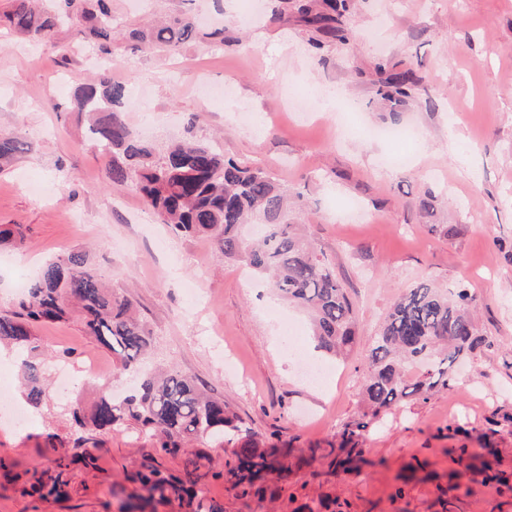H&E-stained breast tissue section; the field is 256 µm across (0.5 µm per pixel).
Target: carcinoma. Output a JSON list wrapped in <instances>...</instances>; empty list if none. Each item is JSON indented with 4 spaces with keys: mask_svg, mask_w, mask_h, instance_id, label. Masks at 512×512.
I'll use <instances>...</instances> for the list:
<instances>
[{
    "mask_svg": "<svg viewBox=\"0 0 512 512\" xmlns=\"http://www.w3.org/2000/svg\"><path fill=\"white\" fill-rule=\"evenodd\" d=\"M47 11L33 8L31 0H11L4 15L15 31L48 42L70 28L84 46L107 50L104 40L112 28L107 0H50ZM345 8L341 0H323V10H304L307 23L335 20ZM197 34L188 17H174L149 28H133L128 41L134 49L155 48L177 53ZM126 88L106 77L77 87L74 110L89 119V136L112 156L109 169L114 182L128 183L154 214L177 235H207L219 253L242 260L270 279L281 299L309 311L318 346L341 353L357 342L353 303L347 288L326 260L288 223L286 194L267 173L215 149L190 141L173 145L158 157L140 141L122 111ZM24 143L0 135V160L23 150ZM20 226L0 229V245L24 246ZM75 304L84 331L111 350L121 370H139L154 338L131 313L128 299L118 300L95 276L88 256L73 252L46 264L19 296L17 310L0 313V341L21 352L20 369L27 385V400L35 408L47 397L42 381L32 328L38 323L64 320ZM475 297L459 288L448 294L427 283L410 289L394 302L378 334L368 344L362 390L363 412L346 423L336 448L340 466L359 457L360 439L372 420L412 394L422 399L437 386H448V369L474 354L486 339L474 315ZM76 425L86 433L82 442L109 432L128 421L153 431L161 447L178 450L176 439L207 434L220 442L237 440L239 451L228 473L247 495L255 484L272 474L283 477L288 468L275 451L260 447L224 401L206 396L195 380L182 372L143 373L137 389L121 401L101 393L87 409L72 411ZM132 480L149 497L169 493L185 502L191 512H222L211 505L201 510L197 491L183 481L149 466Z\"/></svg>",
    "mask_w": 512,
    "mask_h": 512,
    "instance_id": "carcinoma-1",
    "label": "carcinoma"
}]
</instances>
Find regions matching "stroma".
I'll return each mask as SVG.
<instances>
[{
	"instance_id": "1",
	"label": "stroma",
	"mask_w": 512,
	"mask_h": 512,
	"mask_svg": "<svg viewBox=\"0 0 512 512\" xmlns=\"http://www.w3.org/2000/svg\"><path fill=\"white\" fill-rule=\"evenodd\" d=\"M108 0L111 52L89 63L73 33L35 45L0 29V134L26 144L0 167V224L21 225L25 246H0V310L18 277L85 251L118 299L155 339L148 364L186 372L224 400L261 447L284 452L286 479L242 495L228 465L237 444L206 435L164 452L136 425L78 445L70 408L137 375L87 336L78 316L39 325L42 375L59 355L94 360L108 381L50 386L33 423L0 420V512H123L143 466L185 477L223 512H512V0H347L334 26L307 25L322 0ZM196 16L202 30L174 55L132 50L127 30L159 16ZM223 26L224 40L207 34ZM408 74L400 103L386 81ZM108 76L137 91L126 120L156 153L178 139L213 146L267 172L299 204L315 250L348 289L358 343L339 359L317 349L310 321L277 299L244 262L202 235L177 236L85 138L71 110L75 86ZM416 135L406 166L382 130ZM359 201L362 220L344 213ZM464 225L459 235L430 225ZM476 297L485 347L450 370L448 387L409 398L365 432L349 469L329 456L361 411L365 347L393 303L417 284ZM327 373L305 385L293 346ZM491 449L495 481L482 473ZM70 459L61 494L32 488L34 471Z\"/></svg>"
}]
</instances>
